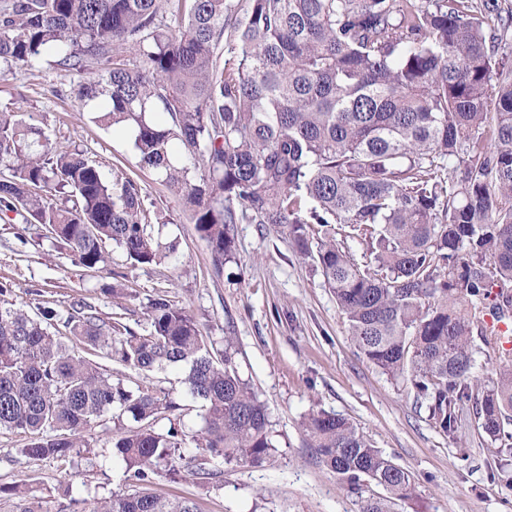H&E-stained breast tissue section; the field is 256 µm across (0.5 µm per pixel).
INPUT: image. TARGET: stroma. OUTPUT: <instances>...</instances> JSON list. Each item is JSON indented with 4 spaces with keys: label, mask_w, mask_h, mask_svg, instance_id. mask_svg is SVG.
<instances>
[{
    "label": "stroma",
    "mask_w": 512,
    "mask_h": 512,
    "mask_svg": "<svg viewBox=\"0 0 512 512\" xmlns=\"http://www.w3.org/2000/svg\"><path fill=\"white\" fill-rule=\"evenodd\" d=\"M0 109L24 113L61 146L84 150L106 174L137 180L145 207L166 216L162 242L176 246L174 262L143 267L130 266L115 247L110 266L94 271L23 232L19 214L0 211V282L11 283L10 302L30 314L51 307L64 315L82 300L144 334L146 305L166 296L198 320L215 351L234 337L238 371L266 403L274 443L259 464L224 463L210 478L173 479L161 468L139 484L126 479L106 427L89 431L87 448L66 460L26 459L20 450L27 436L0 429V512H14L10 490L25 486L35 490L42 512H92L102 499L142 490L191 500L198 512H361L364 499L383 490L371 484L351 493L321 462L303 428L321 410L347 418L412 474L413 496L392 504V512H512V452L479 430L472 403L460 405L455 438L435 428L408 386L363 357L314 261L285 234L237 225L235 257L215 273L182 201L153 172L136 167L132 132L94 122L50 59L1 64ZM108 284L114 293H104ZM107 368L127 386L145 382L172 394L184 407L186 428H199V403L186 393L183 367L146 376L114 361Z\"/></svg>",
    "instance_id": "obj_1"
}]
</instances>
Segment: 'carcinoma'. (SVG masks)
Listing matches in <instances>:
<instances>
[{"label":"carcinoma","mask_w":512,"mask_h":512,"mask_svg":"<svg viewBox=\"0 0 512 512\" xmlns=\"http://www.w3.org/2000/svg\"><path fill=\"white\" fill-rule=\"evenodd\" d=\"M467 2L247 0L239 11L229 0H0V62L52 58L95 122L130 129L137 166L188 205L215 269L234 258L237 224L286 234L316 263L359 350L411 388L435 427L453 436L472 400L479 429L512 448V351L484 321L487 311L512 321V57L496 52L512 10ZM0 166V211L41 226L38 238L78 265L107 267L111 243L132 266L175 252L155 236L138 183L4 110ZM10 292L1 282L0 429L29 437L24 457L72 456L109 414L113 454L137 482L160 464L202 476L211 460L257 464L274 448L233 338L216 357L185 309L149 300L151 330L139 335L77 300L64 324L145 375L186 366L202 408L189 435L175 399L112 381L57 334L56 310L32 316L6 305ZM477 352L495 357L486 384ZM304 428L350 492L373 483L395 500L413 495L409 472L345 418L317 412ZM188 439L199 449L190 459ZM16 512H42L30 488ZM96 512L198 510L136 492Z\"/></svg>","instance_id":"1"}]
</instances>
